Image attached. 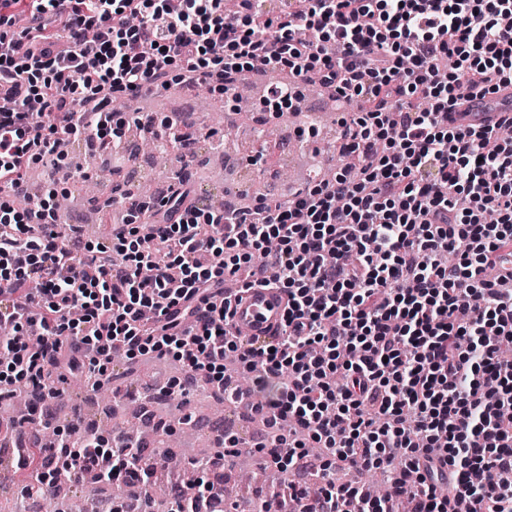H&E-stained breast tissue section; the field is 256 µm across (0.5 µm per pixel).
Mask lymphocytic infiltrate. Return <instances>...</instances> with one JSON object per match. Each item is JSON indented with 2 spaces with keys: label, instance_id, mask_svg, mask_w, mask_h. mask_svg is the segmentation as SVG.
Listing matches in <instances>:
<instances>
[{
  "label": "lymphocytic infiltrate",
  "instance_id": "lymphocytic-infiltrate-1",
  "mask_svg": "<svg viewBox=\"0 0 512 512\" xmlns=\"http://www.w3.org/2000/svg\"><path fill=\"white\" fill-rule=\"evenodd\" d=\"M65 39H58V32ZM453 59L447 80L441 59ZM285 71L255 110L297 112L316 84L340 112L333 179L227 214L187 205L169 185L149 232L127 222L81 243L46 214L54 193L19 207L31 165L58 185L73 137L120 154L114 96ZM512 85V0H0V399L34 398L77 373L102 384L112 354L178 361L170 393L225 394L249 376L258 445L283 480L266 512H512V118L446 124L466 95ZM159 148L193 161L171 120L139 118ZM260 285L287 298L282 331L256 345L231 326V297ZM322 452L320 487L294 479ZM30 491L81 476L145 494L154 469L139 444L57 436ZM354 474L336 484L335 463ZM385 475L379 495L364 475Z\"/></svg>",
  "mask_w": 512,
  "mask_h": 512
}]
</instances>
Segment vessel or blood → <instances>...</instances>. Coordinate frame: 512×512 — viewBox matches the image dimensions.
Masks as SVG:
<instances>
[{
  "mask_svg": "<svg viewBox=\"0 0 512 512\" xmlns=\"http://www.w3.org/2000/svg\"><path fill=\"white\" fill-rule=\"evenodd\" d=\"M506 114L512 116V86L501 87L489 97L464 98L452 118L458 122L487 125L500 122ZM285 307L286 297L281 291L257 286L233 301L231 322L234 329L247 338L264 340L279 333Z\"/></svg>",
  "mask_w": 512,
  "mask_h": 512,
  "instance_id": "obj_1",
  "label": "vessel or blood"
}]
</instances>
